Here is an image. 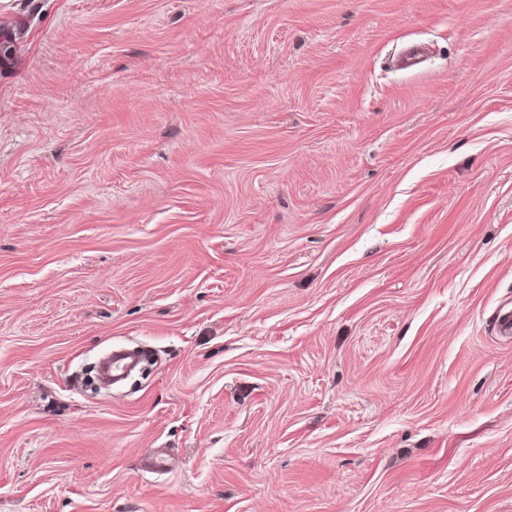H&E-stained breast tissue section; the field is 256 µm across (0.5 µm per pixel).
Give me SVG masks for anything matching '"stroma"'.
Instances as JSON below:
<instances>
[{
  "mask_svg": "<svg viewBox=\"0 0 512 512\" xmlns=\"http://www.w3.org/2000/svg\"><path fill=\"white\" fill-rule=\"evenodd\" d=\"M4 41L0 512H512V0H0ZM116 345L151 371L80 389Z\"/></svg>",
  "mask_w": 512,
  "mask_h": 512,
  "instance_id": "obj_1",
  "label": "stroma"
}]
</instances>
